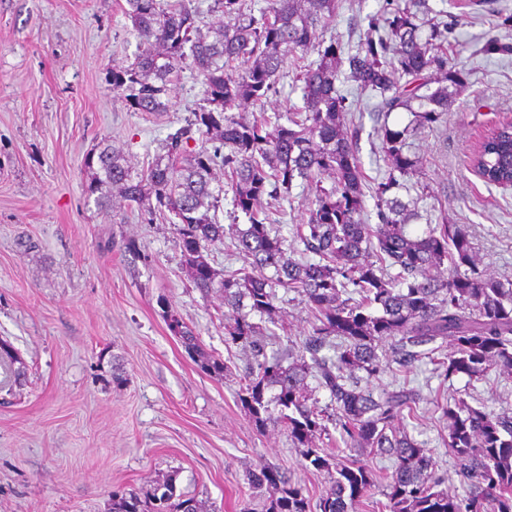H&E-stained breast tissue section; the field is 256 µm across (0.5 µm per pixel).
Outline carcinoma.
I'll use <instances>...</instances> for the list:
<instances>
[{
    "mask_svg": "<svg viewBox=\"0 0 512 512\" xmlns=\"http://www.w3.org/2000/svg\"><path fill=\"white\" fill-rule=\"evenodd\" d=\"M415 2L387 0L383 22L371 23L360 49L343 60L338 43L322 39L337 0H267L258 16L245 0H217L221 18L205 33L184 0L166 8L161 0H125L141 50L132 64L112 68L113 88L136 112H165L179 69L189 65L201 77L205 106L169 137L165 154L136 175L109 145L89 152L87 193L106 213L118 193L146 223L160 218L175 227L189 283L203 295L219 292L224 298L225 344L253 352L255 365L243 375L240 403L256 426L282 427L303 460L328 474L320 512H348L372 482L364 464L340 462L316 444L328 422L341 429L346 447L384 450L394 458L386 484L389 512H512V415L473 406L464 397L441 406L456 475L472 488L461 500L441 488L426 449L394 428L412 397L401 391L376 396L350 384L358 371L379 373L378 348L387 339L395 340L403 365L437 351V341L449 342L440 361L449 377L480 380L494 368L512 370V280L485 273L463 224L430 225L416 236L405 230L415 213L397 191L404 188L400 178L419 163L409 150L410 126L385 124L378 130L389 173L375 190L377 223L363 219V172L353 149L357 131L344 130L338 67L347 63L352 81L379 92L384 112L404 109L411 126L420 128L434 127L448 109V86L430 90L433 74L449 86L465 85L464 74L448 65L447 52L436 43L437 24L419 17ZM226 17L234 23L224 24ZM315 45L319 63L296 73L302 111L239 117L235 109L274 90L288 58ZM194 133L201 146L185 161V145ZM214 139L228 152L209 151L206 143ZM218 163L227 181L215 189L212 170ZM473 164L488 185L512 181V124L494 128ZM298 179L313 198L290 244L271 234L263 201L289 194ZM224 194L231 195L248 226L234 238L243 267L220 274L210 263L208 245L224 240V225L214 214ZM297 242L313 258L288 257ZM350 286L360 300L343 297ZM279 288L301 294L315 318L288 365L267 356L263 342L273 335L267 324H278L273 314ZM167 322L185 348L197 352L194 332L173 313ZM331 337L341 339L335 358L319 356ZM313 369L335 403L333 414L309 404L305 379ZM252 482L276 489L265 512H307L303 490L279 469L263 465L252 473ZM111 512H200V507L195 498L176 494L169 478L147 495H112Z\"/></svg>",
    "mask_w": 512,
    "mask_h": 512,
    "instance_id": "cac0c4a2",
    "label": "carcinoma"
}]
</instances>
